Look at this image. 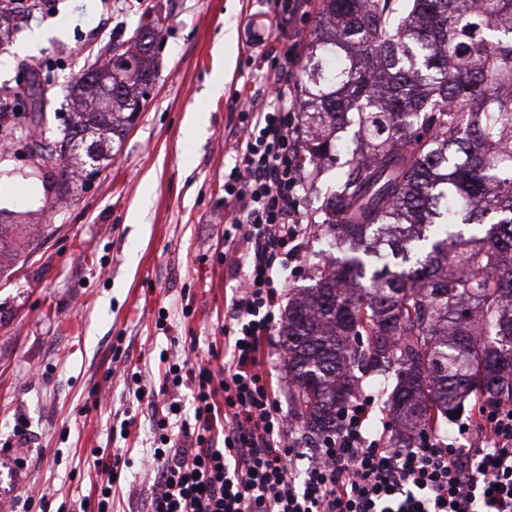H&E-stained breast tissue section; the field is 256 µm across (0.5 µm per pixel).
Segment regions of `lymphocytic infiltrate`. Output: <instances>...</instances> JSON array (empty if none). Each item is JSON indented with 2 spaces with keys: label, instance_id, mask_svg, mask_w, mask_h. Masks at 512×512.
Returning <instances> with one entry per match:
<instances>
[{
  "label": "lymphocytic infiltrate",
  "instance_id": "lymphocytic-infiltrate-1",
  "mask_svg": "<svg viewBox=\"0 0 512 512\" xmlns=\"http://www.w3.org/2000/svg\"><path fill=\"white\" fill-rule=\"evenodd\" d=\"M266 81L276 94L243 103L235 163L224 175V248L248 271L224 315L222 375L186 359L169 363L157 383L130 375L154 433L147 512H512L510 400L483 404L465 424L472 448L429 430L413 447H392L368 432V396L314 442L291 430L260 347L284 299L288 260L312 226L300 210L306 176L294 99L277 75Z\"/></svg>",
  "mask_w": 512,
  "mask_h": 512
}]
</instances>
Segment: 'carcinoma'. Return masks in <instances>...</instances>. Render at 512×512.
<instances>
[{"label": "carcinoma", "instance_id": "carcinoma-1", "mask_svg": "<svg viewBox=\"0 0 512 512\" xmlns=\"http://www.w3.org/2000/svg\"><path fill=\"white\" fill-rule=\"evenodd\" d=\"M136 32L161 37L141 0ZM112 83L81 76L60 137L37 142L47 190L100 166L142 111L154 58L123 41ZM41 75L27 79L41 126ZM305 163L322 192L323 267L288 300L281 329L288 382L305 427L336 429L370 385L395 380L391 443L446 435L460 400L512 398V0H325L301 66Z\"/></svg>", "mask_w": 512, "mask_h": 512}]
</instances>
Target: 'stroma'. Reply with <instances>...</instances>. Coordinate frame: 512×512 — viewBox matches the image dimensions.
I'll return each mask as SVG.
<instances>
[{
  "mask_svg": "<svg viewBox=\"0 0 512 512\" xmlns=\"http://www.w3.org/2000/svg\"><path fill=\"white\" fill-rule=\"evenodd\" d=\"M162 23L157 78L118 152L100 176L62 194L46 192L29 158L0 154V220L31 224L29 244L0 267V438L25 423V447L0 452V512L31 497V512L97 497L94 449L124 447L128 478L112 512H138L151 484L142 466L152 430L138 417L127 439L112 428L135 410L125 368L157 380L160 353L209 360L224 349V304L245 268L228 270L224 170L233 163L236 95L268 73L300 80L288 65L287 33L273 28L275 0H149ZM123 0H44L11 14L12 44L0 51V91L50 70L45 131L62 122L76 59L116 36L132 37L137 16ZM42 38L27 48L28 36ZM224 72V89L209 80ZM208 116L193 125L196 113ZM168 316L167 330L156 325ZM25 467H18L17 459Z\"/></svg>",
  "mask_w": 512,
  "mask_h": 512,
  "instance_id": "stroma-1",
  "label": "stroma"
}]
</instances>
